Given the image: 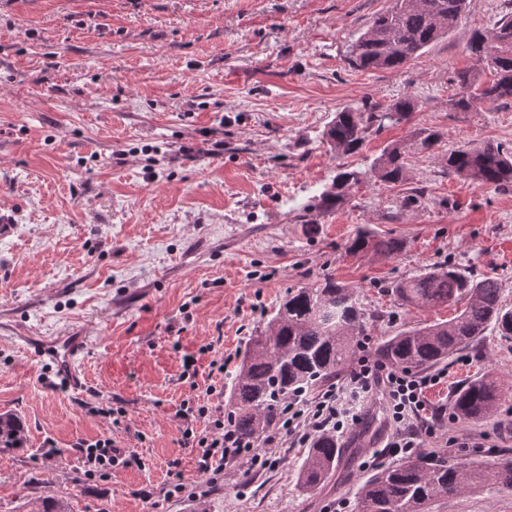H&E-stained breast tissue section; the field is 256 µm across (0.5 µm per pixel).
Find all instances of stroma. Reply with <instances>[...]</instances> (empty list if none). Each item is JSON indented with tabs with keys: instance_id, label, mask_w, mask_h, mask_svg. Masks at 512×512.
Segmentation results:
<instances>
[{
	"instance_id": "35a3bbf8",
	"label": "stroma",
	"mask_w": 512,
	"mask_h": 512,
	"mask_svg": "<svg viewBox=\"0 0 512 512\" xmlns=\"http://www.w3.org/2000/svg\"><path fill=\"white\" fill-rule=\"evenodd\" d=\"M467 3L461 22L403 68L361 71L346 62L350 47L392 0H0V198L14 226L0 238V414L25 429L21 447L0 448V512H326L342 500L357 512L367 477L396 463L377 453L382 399L339 438L317 490L297 481L306 449L280 433L274 465L240 462L206 496L170 499L174 471L199 476L183 429L207 426L180 409L212 386L213 410L226 413L230 383L217 361L237 368L288 290L327 276L371 314L373 350L457 313L402 309L387 294L426 268L496 278L512 307V190L448 176L440 160L467 145L512 146V99L448 104L457 71L491 78L466 52L472 34L512 14V0ZM406 96L417 104L410 119L343 162L365 165L431 132L439 156L410 153L405 182H371L339 210H310L341 162L322 142L335 113ZM361 229L404 247L353 255L347 242ZM73 332L87 338L83 394L24 342ZM442 369L430 399L458 444L431 439L426 453L490 463L511 451L512 340L487 334ZM487 370L503 386L498 416L454 417L455 390ZM105 437L142 466L88 478L77 445ZM50 444L61 457L45 459ZM434 512H512V491L489 484Z\"/></svg>"
}]
</instances>
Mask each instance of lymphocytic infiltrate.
Masks as SVG:
<instances>
[{
    "instance_id": "lymphocytic-infiltrate-1",
    "label": "lymphocytic infiltrate",
    "mask_w": 512,
    "mask_h": 512,
    "mask_svg": "<svg viewBox=\"0 0 512 512\" xmlns=\"http://www.w3.org/2000/svg\"><path fill=\"white\" fill-rule=\"evenodd\" d=\"M442 380L441 374L419 375L387 366L379 360L361 356L350 368L341 383L330 385L317 396L289 399L287 421L282 429L290 439L304 444L325 433H339L360 424L358 409L375 392H382L386 426L389 433L385 446L391 455H415L425 447L428 438L437 434L430 414L428 395ZM195 412L208 419L207 433H196L187 428L182 432L185 443L198 448L201 457L199 471L202 480L186 482L176 476L166 492L175 497L185 491L194 496L206 495L209 485L224 476V462L241 458L251 465L269 466L279 454L274 438L263 442L244 444L224 422L223 416H212L207 401H199ZM77 448L92 478H104L114 467L129 465L132 455L115 448L111 439L79 442Z\"/></svg>"
}]
</instances>
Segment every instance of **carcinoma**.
Instances as JSON below:
<instances>
[{"mask_svg": "<svg viewBox=\"0 0 512 512\" xmlns=\"http://www.w3.org/2000/svg\"><path fill=\"white\" fill-rule=\"evenodd\" d=\"M467 0H393L376 15L349 51V65L359 70H391L409 61L462 19ZM470 55L486 63L492 81L479 84L474 74L455 75L459 93L452 106L469 110L478 103L512 99V15L493 28L476 31L467 45ZM415 109L410 97L384 110L347 107L337 112L323 131V140L337 155L357 152L368 133L409 119ZM439 135L429 133L409 144L385 148L365 170H341L309 208L321 214L339 209L352 189L368 180L386 184L406 179L411 150L432 154ZM448 175L469 179L482 188H512V149L503 144L463 146L444 158ZM397 238L359 232L347 249L353 254L373 252L385 257L399 253ZM403 308H435L463 303L464 308L443 322L405 328L385 337L378 355L400 369L426 370L483 341L486 333L512 338V308L502 300L498 281L476 280L454 266L425 269L398 280L388 288ZM366 313L353 288L331 277L314 288L288 293L266 323L250 337L245 355L231 376L229 398L233 410L228 426L246 442L258 441L284 417L288 397L311 393L336 380L353 357L357 337L365 335ZM502 395L496 374L487 370L461 386L453 395L454 413L468 420L490 419L498 413ZM19 418L0 416V447L23 443ZM339 447L328 433L315 438L298 472L307 490L319 488L336 467ZM492 481L512 490V457L502 454L490 465L480 462L448 463L441 456H411L370 474L357 497L358 512H432L435 503Z\"/></svg>", "mask_w": 512, "mask_h": 512, "instance_id": "obj_1", "label": "carcinoma"}]
</instances>
